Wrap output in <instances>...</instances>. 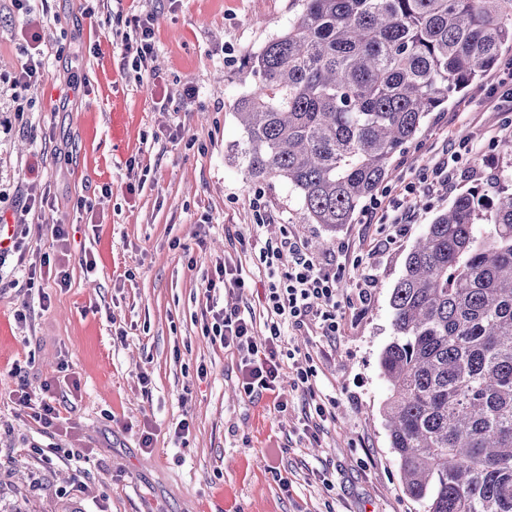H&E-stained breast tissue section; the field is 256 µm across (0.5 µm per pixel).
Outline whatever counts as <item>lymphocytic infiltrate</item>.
Segmentation results:
<instances>
[{"mask_svg": "<svg viewBox=\"0 0 512 512\" xmlns=\"http://www.w3.org/2000/svg\"><path fill=\"white\" fill-rule=\"evenodd\" d=\"M21 36L25 42V61L12 79L14 86L28 89L41 79L44 52L40 37L31 32L29 24H22ZM153 20L137 19L134 34H123L121 50L131 58L132 65L149 76H156L153 61ZM456 166L442 164L431 171L420 173L418 181L408 182L404 197L381 202L371 198L365 211L383 224H400L405 220L408 198L417 183L450 184ZM261 261L267 271L263 290V306L267 312L264 337H256L252 316L236 307H216L211 299L217 288L226 290L245 288L246 283L238 268L219 263L204 281L203 296L208 301L207 313L211 323L206 334L212 342L236 353L242 387L246 394L260 395L276 392L284 371L281 357L285 326L295 328L315 326L324 336H333L339 330L338 311L341 305H367L372 297L373 282L364 279L355 287L353 297L341 301L337 298V283L344 269H336L319 260L297 239L286 237L278 242H265L260 250Z\"/></svg>", "mask_w": 512, "mask_h": 512, "instance_id": "obj_1", "label": "lymphocytic infiltrate"}]
</instances>
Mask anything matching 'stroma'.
<instances>
[{
	"label": "stroma",
	"mask_w": 512,
	"mask_h": 512,
	"mask_svg": "<svg viewBox=\"0 0 512 512\" xmlns=\"http://www.w3.org/2000/svg\"><path fill=\"white\" fill-rule=\"evenodd\" d=\"M300 8L301 0H30L46 64L21 91L7 81L23 59L21 21L0 0V207L13 212L44 195L53 203L51 213L27 216L21 251L0 265V512H425L403 491L383 415L391 294L436 214L512 173L492 90L512 77V49L430 113L395 156L382 184L394 196L416 168L463 144L477 149L451 185L412 196L409 222L389 244L387 226L361 213L333 232L308 223L286 182L250 180L236 158L245 133L234 104L255 87L249 58ZM109 14L122 18L113 32ZM149 14L157 82L137 78L118 38L127 19ZM188 87L195 101L185 112ZM19 95L31 102L20 122ZM80 197L91 211L74 209ZM58 221L68 231L63 249L52 233ZM286 231L345 265L340 295L368 274L375 287L366 306L341 310L337 335L287 329L286 347L313 358L314 394L294 387L288 368L278 395L256 397L241 387L236 356L204 334L201 284L217 263L241 267L248 288L217 301L251 313L264 333L259 245ZM40 255L67 272V287L32 274ZM57 378L79 386L57 388L60 422L43 429L13 392L37 394ZM316 398L330 415L314 440L304 427ZM184 419L190 432L180 438ZM144 430L154 435L149 453Z\"/></svg>",
	"instance_id": "1"
}]
</instances>
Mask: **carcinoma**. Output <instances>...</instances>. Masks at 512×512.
<instances>
[{
  "label": "carcinoma",
  "instance_id": "obj_1",
  "mask_svg": "<svg viewBox=\"0 0 512 512\" xmlns=\"http://www.w3.org/2000/svg\"><path fill=\"white\" fill-rule=\"evenodd\" d=\"M512 47V0H303L249 60L237 159L311 224L355 219L429 115ZM380 358L404 492L512 512V191L459 194L407 255Z\"/></svg>",
  "mask_w": 512,
  "mask_h": 512
}]
</instances>
